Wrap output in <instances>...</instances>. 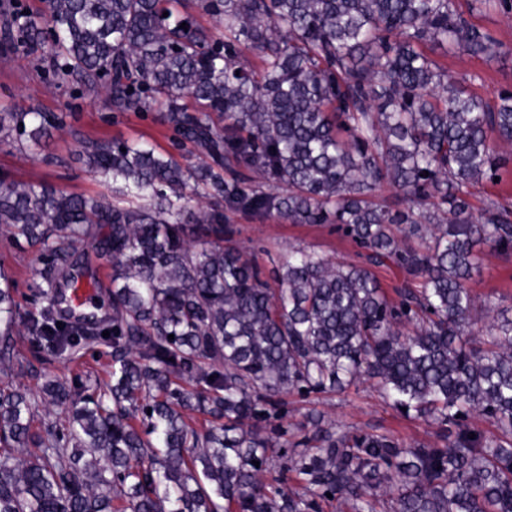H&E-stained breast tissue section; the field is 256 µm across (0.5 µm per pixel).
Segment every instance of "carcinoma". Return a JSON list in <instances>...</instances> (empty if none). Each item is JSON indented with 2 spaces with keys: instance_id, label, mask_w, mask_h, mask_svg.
<instances>
[{
  "instance_id": "1",
  "label": "carcinoma",
  "mask_w": 512,
  "mask_h": 512,
  "mask_svg": "<svg viewBox=\"0 0 512 512\" xmlns=\"http://www.w3.org/2000/svg\"><path fill=\"white\" fill-rule=\"evenodd\" d=\"M170 2L47 0L49 28L30 17L9 37L51 42L57 82L114 112L159 109L178 152L83 142L114 196L0 176V234L36 249L47 301L21 311L0 268V512H512V315L481 323L469 287L512 254V199L471 191L512 174V90L486 102L431 56L493 60L495 37L455 0H200L217 40ZM492 8L512 19V0H471ZM61 123L0 112V144L37 152ZM383 183L402 205L375 199ZM226 210L328 224L358 262L295 248L267 270ZM88 247L111 269L107 337L68 307L79 279L98 285ZM391 266L389 291L373 269ZM21 326L48 363L111 349L109 381H5ZM364 382L433 439L352 432L313 406L288 421V398ZM40 402L65 424L48 410L35 430Z\"/></svg>"
}]
</instances>
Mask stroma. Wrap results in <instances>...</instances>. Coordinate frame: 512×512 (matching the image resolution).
I'll return each instance as SVG.
<instances>
[{
    "instance_id": "35a3bbf8",
    "label": "stroma",
    "mask_w": 512,
    "mask_h": 512,
    "mask_svg": "<svg viewBox=\"0 0 512 512\" xmlns=\"http://www.w3.org/2000/svg\"><path fill=\"white\" fill-rule=\"evenodd\" d=\"M456 4L473 24L493 32L501 44V55L491 62L450 55L444 57L442 63L454 77L472 78L473 93L485 100H494L502 90H512V20L471 11L469 0H456ZM52 62L46 50L35 53L0 51V108L31 106L63 118L62 127L51 130L45 141L44 152L53 156V164L32 157L25 146L13 142L0 145L1 172L20 181H46L69 192L107 195L111 192L110 183L90 173L79 158L82 141L144 139L159 151L172 150V132L155 114L115 113L99 100L87 96L79 86L58 85ZM229 221L239 228L240 246L251 250L261 264L272 256H286L298 245L314 249L335 262H351L356 258V246L327 226L294 224L276 216L241 214L230 215ZM0 266L12 276L22 310L38 308L32 286L39 280L40 263L34 251L0 240ZM470 286L479 301L504 307L512 305V257L490 259ZM109 363L108 354L89 352L74 363H54L50 371L70 382L90 386L106 379ZM318 407L345 427L387 432L406 442L429 440L432 433L425 422L401 417L367 383L347 393L320 399Z\"/></svg>"
}]
</instances>
